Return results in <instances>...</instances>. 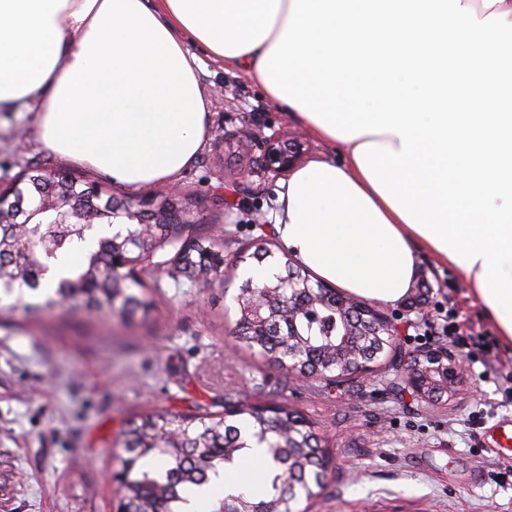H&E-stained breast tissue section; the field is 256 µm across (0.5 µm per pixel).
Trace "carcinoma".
<instances>
[{
    "mask_svg": "<svg viewBox=\"0 0 512 512\" xmlns=\"http://www.w3.org/2000/svg\"><path fill=\"white\" fill-rule=\"evenodd\" d=\"M7 194L10 216L0 220V317L20 302L39 311L78 297L90 313L132 322L154 307L136 266L172 264L202 285L220 273L221 238L181 221L191 206L186 196H170L140 215V223L102 235L103 226L125 215V205L105 195L96 181L33 167L20 173ZM63 197L80 201L92 221L62 224L61 213L39 209L43 200ZM77 252L82 259L73 265ZM116 260L125 262L126 271L113 270ZM51 270L63 275L47 289L42 279ZM235 302L239 348L290 375L341 383L363 363L387 362L398 370V339L380 328L382 315L369 304L352 310L345 296L289 257L275 280H244ZM259 303L264 309L258 316ZM248 431L263 435L260 488L224 497L218 512H306L299 504L323 487L328 456L314 424L285 403H273L262 414L248 398L232 394L224 395L222 412L159 409L127 423V457L119 473L126 512H181L186 489L211 487L213 478L249 454Z\"/></svg>",
    "mask_w": 512,
    "mask_h": 512,
    "instance_id": "1",
    "label": "carcinoma"
}]
</instances>
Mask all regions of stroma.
<instances>
[{
    "mask_svg": "<svg viewBox=\"0 0 512 512\" xmlns=\"http://www.w3.org/2000/svg\"><path fill=\"white\" fill-rule=\"evenodd\" d=\"M199 81L211 103L210 135L175 186L131 191L104 176L99 182L131 204L174 189L189 194L192 220L224 235L222 278L205 287L144 269L157 308L132 323L90 316L76 299L38 316L20 307L0 322V512H113L123 424L155 407L220 411L228 391L288 402L315 423L330 459L309 512H512V477H496L512 432L504 382L471 373L451 398L425 403L386 369L339 388L294 378L235 347V263L251 244L276 239L281 179L261 167L264 139L295 141L304 164L341 162L346 150L313 136L244 73L210 61ZM32 164L62 166L37 141L33 114L0 112V184ZM419 281L403 303L380 307L402 327L401 355L440 348L420 327L452 310L468 332L457 353L489 343V359L512 373V352L461 275L428 256Z\"/></svg>",
    "mask_w": 512,
    "mask_h": 512,
    "instance_id": "35a3bbf8",
    "label": "stroma"
}]
</instances>
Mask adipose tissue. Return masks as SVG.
Masks as SVG:
<instances>
[{"instance_id": "1", "label": "adipose tissue", "mask_w": 512, "mask_h": 512, "mask_svg": "<svg viewBox=\"0 0 512 512\" xmlns=\"http://www.w3.org/2000/svg\"><path fill=\"white\" fill-rule=\"evenodd\" d=\"M474 2L0 0V112L33 113L62 162L138 190L175 181L207 142L205 60L244 72L347 147L282 183L284 251L393 305L429 254L512 350V0Z\"/></svg>"}]
</instances>
